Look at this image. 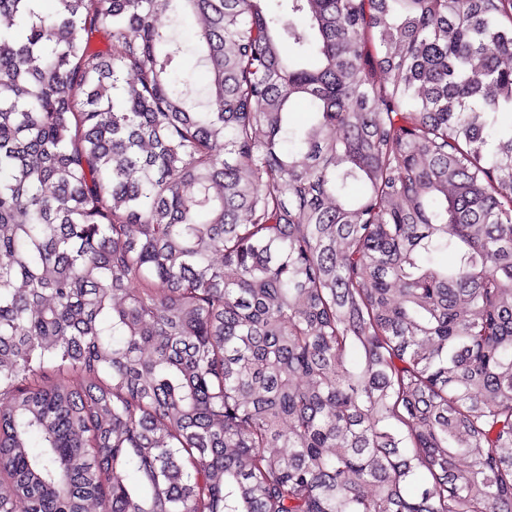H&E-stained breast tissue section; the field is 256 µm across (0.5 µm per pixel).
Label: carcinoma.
<instances>
[{
	"instance_id": "cac0c4a2",
	"label": "carcinoma",
	"mask_w": 512,
	"mask_h": 512,
	"mask_svg": "<svg viewBox=\"0 0 512 512\" xmlns=\"http://www.w3.org/2000/svg\"><path fill=\"white\" fill-rule=\"evenodd\" d=\"M56 2L0 0V512H512V0ZM193 62V55L189 53L187 55L185 72L181 75V78L188 79V82L187 85L180 84L179 87L181 90L188 92L192 97H195L203 91V88L207 83V74L203 70H195L190 74Z\"/></svg>"
}]
</instances>
